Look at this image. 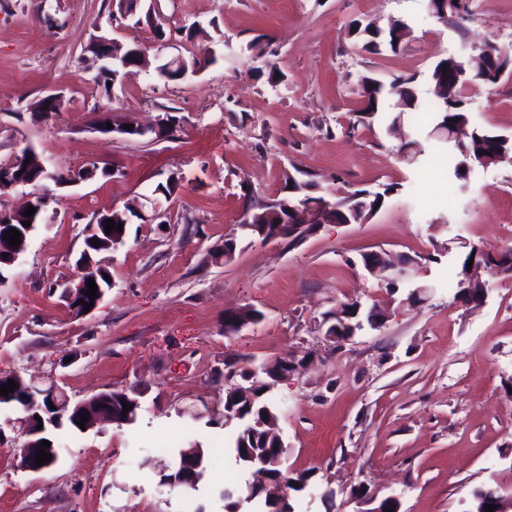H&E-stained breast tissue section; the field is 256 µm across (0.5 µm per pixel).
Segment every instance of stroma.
Returning <instances> with one entry per match:
<instances>
[{
    "label": "stroma",
    "mask_w": 512,
    "mask_h": 512,
    "mask_svg": "<svg viewBox=\"0 0 512 512\" xmlns=\"http://www.w3.org/2000/svg\"><path fill=\"white\" fill-rule=\"evenodd\" d=\"M164 34L130 27L112 0H0V163L34 148L58 171L96 161L119 169L63 189L0 285V372L53 373L72 400L138 387L134 424L53 434L55 465L18 468L17 410L0 409V512H227L223 491L253 482L237 464L224 422L227 364L304 360L267 393L286 446L285 471L312 470L295 512H354L351 491L394 495L400 512H468L474 488L512 484V276L481 271L482 303L457 294L453 273L471 249H512V156L449 181L446 146L430 139L433 113L394 105L362 122L359 88L415 76L421 103L442 58L475 64L487 44L512 47V0H472L461 23L441 24L429 0H154ZM407 23L397 50H364L352 21ZM99 35L141 46L149 64L113 90L98 88L87 47ZM260 41L262 54L247 51ZM215 60L180 81L159 76L171 53ZM280 79L269 84L268 72ZM64 107L33 116L46 95ZM471 125L512 137V76L466 89ZM105 112L180 125L156 141L96 131ZM401 116L398 133L388 127ZM305 170L328 198L385 191L363 224H321L300 241L242 244L224 260L241 212L291 197ZM175 180L166 226L133 222L102 253L112 286L79 316L62 296L75 277L93 216ZM370 253L406 258L409 285L389 293L365 267ZM426 293L406 304L409 286ZM360 301L381 313L342 346L323 317ZM260 320L225 336L226 310ZM205 400L197 417L184 407ZM207 448L196 489L160 483L153 464Z\"/></svg>",
    "instance_id": "1"
}]
</instances>
